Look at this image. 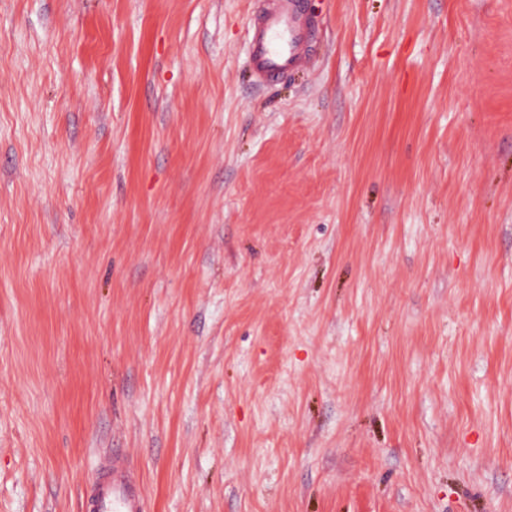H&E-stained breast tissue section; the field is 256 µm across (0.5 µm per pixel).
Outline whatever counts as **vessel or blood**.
Here are the masks:
<instances>
[{
    "label": "vessel or blood",
    "mask_w": 512,
    "mask_h": 512,
    "mask_svg": "<svg viewBox=\"0 0 512 512\" xmlns=\"http://www.w3.org/2000/svg\"><path fill=\"white\" fill-rule=\"evenodd\" d=\"M303 36L300 0H277L257 21L252 51L256 77L276 79L299 68ZM88 512H145L143 489L124 455H113L100 467Z\"/></svg>",
    "instance_id": "1"
}]
</instances>
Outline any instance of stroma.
I'll list each match as a JSON object with an SVG mask.
<instances>
[{
    "label": "stroma",
    "instance_id": "obj_1",
    "mask_svg": "<svg viewBox=\"0 0 512 512\" xmlns=\"http://www.w3.org/2000/svg\"><path fill=\"white\" fill-rule=\"evenodd\" d=\"M0 0V512H512V0ZM301 0H278L257 21L252 59L260 81L276 79L301 66L299 47L304 33ZM88 512H145L143 489L124 455L99 468Z\"/></svg>",
    "mask_w": 512,
    "mask_h": 512
}]
</instances>
